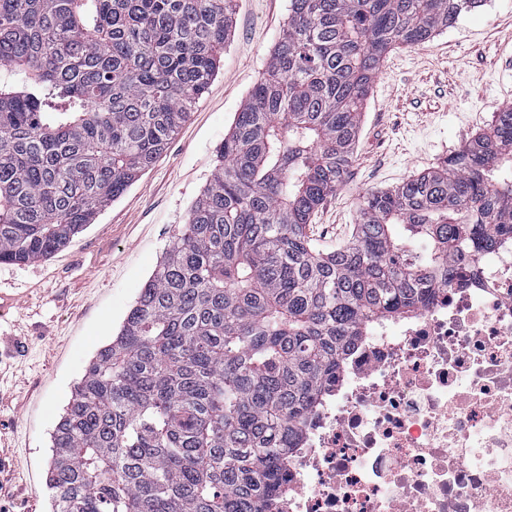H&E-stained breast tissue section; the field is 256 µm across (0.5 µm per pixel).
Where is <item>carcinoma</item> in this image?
<instances>
[{
  "mask_svg": "<svg viewBox=\"0 0 512 512\" xmlns=\"http://www.w3.org/2000/svg\"><path fill=\"white\" fill-rule=\"evenodd\" d=\"M235 0H0V263L65 247L140 179L216 75ZM482 0H289L219 165L51 435V512H274L354 341L512 239V107L308 234L372 83Z\"/></svg>",
  "mask_w": 512,
  "mask_h": 512,
  "instance_id": "carcinoma-1",
  "label": "carcinoma"
}]
</instances>
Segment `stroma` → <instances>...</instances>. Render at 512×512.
<instances>
[{"mask_svg": "<svg viewBox=\"0 0 512 512\" xmlns=\"http://www.w3.org/2000/svg\"><path fill=\"white\" fill-rule=\"evenodd\" d=\"M289 0H235L219 70L166 152L50 258L0 264L20 303L0 332V512H50L51 435L98 350L118 332L210 180L236 112L267 69ZM512 104V0H486L416 47L392 50L364 109L345 184L311 227L346 241L364 199L424 172Z\"/></svg>", "mask_w": 512, "mask_h": 512, "instance_id": "stroma-1", "label": "stroma"}]
</instances>
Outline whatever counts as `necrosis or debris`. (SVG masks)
I'll return each instance as SVG.
<instances>
[{
    "instance_id": "obj_1",
    "label": "necrosis or debris",
    "mask_w": 512,
    "mask_h": 512,
    "mask_svg": "<svg viewBox=\"0 0 512 512\" xmlns=\"http://www.w3.org/2000/svg\"><path fill=\"white\" fill-rule=\"evenodd\" d=\"M284 512H512V245L340 364Z\"/></svg>"
}]
</instances>
